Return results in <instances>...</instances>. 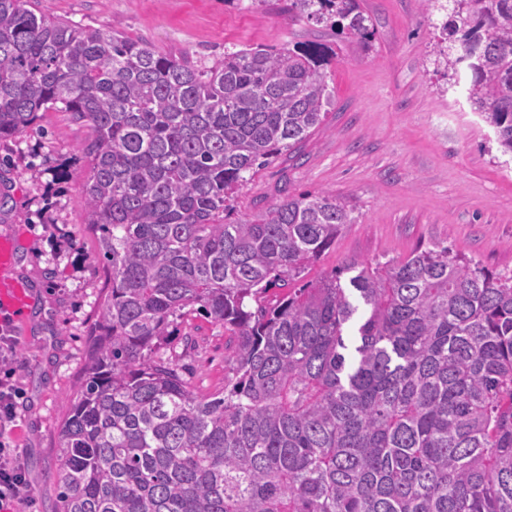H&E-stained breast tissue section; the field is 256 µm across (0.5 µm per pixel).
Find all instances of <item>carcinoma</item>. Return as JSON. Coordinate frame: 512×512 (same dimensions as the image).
I'll use <instances>...</instances> for the list:
<instances>
[{
  "mask_svg": "<svg viewBox=\"0 0 512 512\" xmlns=\"http://www.w3.org/2000/svg\"><path fill=\"white\" fill-rule=\"evenodd\" d=\"M31 3L0 0V138L59 104L90 128L80 204L107 276L60 426L58 512H512V276L433 244L306 282L353 223L330 192L226 221L324 124L336 50L256 46L199 70ZM422 3L444 18L434 64L512 155V0ZM288 16L371 37L360 0H288ZM196 313L233 341L209 396L162 351Z\"/></svg>",
  "mask_w": 512,
  "mask_h": 512,
  "instance_id": "cac0c4a2",
  "label": "carcinoma"
}]
</instances>
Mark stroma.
<instances>
[{
    "instance_id": "35a3bbf8",
    "label": "stroma",
    "mask_w": 512,
    "mask_h": 512,
    "mask_svg": "<svg viewBox=\"0 0 512 512\" xmlns=\"http://www.w3.org/2000/svg\"><path fill=\"white\" fill-rule=\"evenodd\" d=\"M71 23L119 31L206 69L226 48L313 42L332 46L326 68L333 104L325 123L296 152L266 166L235 197L234 218L254 221L288 195L327 191L353 206V222L308 267L319 279L352 260L403 258L438 244L492 273L512 274V162L492 130L448 79L434 72L435 29L421 0H361L373 35L360 43L322 24L289 20L286 0L252 8L229 0H43ZM87 126L51 110L0 140V232L21 240L15 275L36 303L18 330L12 366L21 387L10 435L33 489L26 512L58 508V433L88 362L85 337L105 283L79 197L88 170L79 158ZM192 336L183 354L191 386L220 391L230 366L223 326L195 316L170 338Z\"/></svg>"
}]
</instances>
